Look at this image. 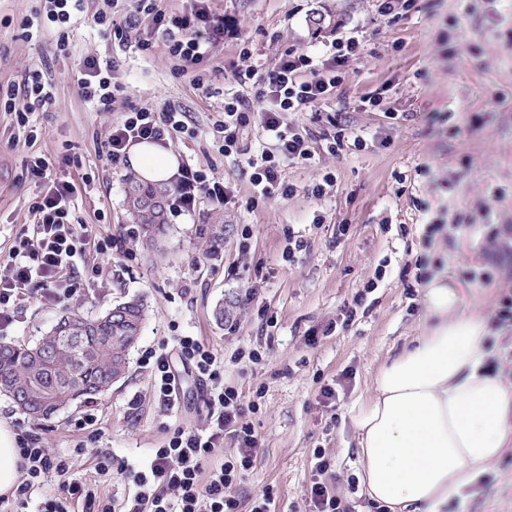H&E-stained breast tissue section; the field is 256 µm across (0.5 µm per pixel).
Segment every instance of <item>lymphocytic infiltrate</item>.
<instances>
[{
    "mask_svg": "<svg viewBox=\"0 0 512 512\" xmlns=\"http://www.w3.org/2000/svg\"><path fill=\"white\" fill-rule=\"evenodd\" d=\"M211 0H194L189 13L177 14L164 7L162 0H132L124 20L101 10L93 14L95 24L108 26L115 40L127 42L130 30L148 24L165 35L168 52L178 72L196 70L213 43L224 36L223 16L212 13ZM84 0H42L43 14L61 54L70 52V22L83 9ZM362 40L350 36L336 39L323 64L312 55L288 49L274 62L259 70L249 66L234 69L232 78L237 93L224 101V113L214 121L213 133L223 138L225 155L240 151V138L255 127L271 141L272 150L247 158L251 170L253 200L285 198L294 192L282 175L286 161L304 163L315 155L317 140L327 143L328 151L344 146L343 132L290 131L284 123L289 112H317L335 95L345 78L350 61L360 59ZM115 65L87 54L79 61L76 89L79 98L95 111H112L124 92L112 81ZM54 87L43 71H28L21 84L0 92V109L14 113L19 125H27L34 106L52 104ZM189 117L174 107L154 111L148 107H129L123 119L109 128L101 150L113 166L124 164L126 150L142 140L169 146L188 129ZM47 158L35 155L27 169L45 186L30 206L33 224L21 229L9 256L0 263V335H7L16 313L30 295L37 293L42 305L56 307L83 295L94 286L103 269L85 265L83 279H76L74 267L87 249L102 256L123 254L120 238L90 239L79 232L70 203L77 187L73 180H47ZM166 198V209L177 217L191 213L201 200L223 206L230 203L234 190L203 169L184 161L173 176ZM175 351L159 347L144 351L141 362L153 378L152 397L161 411L181 408L185 389L175 373L176 362L186 363L209 392V420L201 429H175L163 447L151 449L135 465L114 466L111 449L97 448L92 453L94 473L77 475L78 461L86 452L83 444L69 451L39 446L29 433L18 439L19 478L14 491L0 496V512H240L241 501L235 488L252 465L257 441L248 423L238 392L224 383V357L194 336L175 339ZM236 443L234 453L225 454L224 440ZM121 475L134 491L113 507L103 492L113 475Z\"/></svg>",
    "mask_w": 512,
    "mask_h": 512,
    "instance_id": "obj_1",
    "label": "lymphocytic infiltrate"
}]
</instances>
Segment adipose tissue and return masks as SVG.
<instances>
[{
  "label": "adipose tissue",
  "instance_id": "adipose-tissue-1",
  "mask_svg": "<svg viewBox=\"0 0 512 512\" xmlns=\"http://www.w3.org/2000/svg\"><path fill=\"white\" fill-rule=\"evenodd\" d=\"M128 158L152 183L170 181L179 165L147 141L129 147ZM424 298L432 324L350 409L360 483L388 512H440L512 445V381L485 368L484 318L457 313L451 284L433 281Z\"/></svg>",
  "mask_w": 512,
  "mask_h": 512
}]
</instances>
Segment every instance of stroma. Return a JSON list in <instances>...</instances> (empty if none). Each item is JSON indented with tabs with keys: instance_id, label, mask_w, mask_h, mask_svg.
<instances>
[{
	"instance_id": "35a3bbf8",
	"label": "stroma",
	"mask_w": 512,
	"mask_h": 512,
	"mask_svg": "<svg viewBox=\"0 0 512 512\" xmlns=\"http://www.w3.org/2000/svg\"><path fill=\"white\" fill-rule=\"evenodd\" d=\"M419 11L379 16L373 0H211V9L236 37L215 41L199 73H177L161 35L147 25L138 34L149 51L120 46L92 15L104 0H85L71 24V53L57 55L51 34L25 38L23 18L38 0H0V86L20 82L29 70L47 73L57 88L55 105L37 109L31 122L40 135L26 138L14 113L0 110V260L17 233L31 223L38 189L26 171L34 154L50 161L51 178L80 184L74 218L90 235H124L126 255L101 259L104 282L63 307L29 298L18 311L9 342L34 344L68 310L94 317L134 296L150 306L129 371L89 402L78 401L47 421H33L0 393V421L14 433L31 431L41 446L76 444L108 448L117 461L136 462L161 447L178 428H203L205 389L191 386L182 408L163 415L152 400L151 378L140 357L147 348L195 336L224 356V382L235 387L243 420L257 439L254 463L237 488L243 502L272 491L274 512H311L310 486L323 479L349 512H382L357 480L358 445L348 415L369 395L379 369L398 355L427 320L422 296H410L418 265L457 285L462 313L484 316L487 348L498 369L512 371V324L497 320L500 302L512 295V262H497L490 226L512 227V0H418ZM335 26L316 27L319 15ZM364 41L343 85L321 114L290 112V125L316 132L336 117L362 135V148L329 153L317 143L307 163L284 162L297 192L250 209V171L244 155L264 143L246 132L241 155H224L211 132L224 98L235 90L238 40L249 42L251 65H271L293 49L324 60L326 43L349 33ZM114 60L115 81L125 96L113 111L96 112L78 97L74 69L81 55ZM202 75L209 88L193 85ZM376 95V108L362 99ZM171 105L187 112L193 135L171 146L190 161L230 182L234 202L201 201L189 216L168 218L166 253L149 252L127 211L126 188L137 175L112 168L98 147L109 126L130 106ZM332 173L336 182L316 198L310 188ZM428 202L429 212L418 208ZM439 231L426 237L429 222ZM345 233H338V226ZM250 227L248 251H240L242 227ZM304 243L287 259L289 241ZM486 272L469 281L464 270ZM235 304L233 325L214 311ZM258 351L259 362L238 359ZM336 391L325 402L322 387ZM138 406H131V399ZM94 409L95 432L69 421ZM331 467L317 474L315 455ZM444 512H512V452Z\"/></svg>"
}]
</instances>
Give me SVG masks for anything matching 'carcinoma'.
I'll list each match as a JSON object with an SVG mask.
<instances>
[{"mask_svg": "<svg viewBox=\"0 0 512 512\" xmlns=\"http://www.w3.org/2000/svg\"><path fill=\"white\" fill-rule=\"evenodd\" d=\"M165 191L130 184L128 204L143 241L164 255ZM149 306L141 298L119 303L96 318L77 311L57 319L33 346L0 343V392L32 420H47L62 406L88 399L128 370V356L140 336Z\"/></svg>", "mask_w": 512, "mask_h": 512, "instance_id": "carcinoma-1", "label": "carcinoma"}]
</instances>
